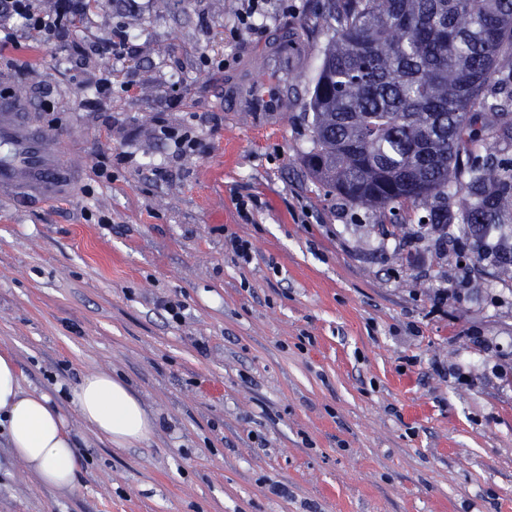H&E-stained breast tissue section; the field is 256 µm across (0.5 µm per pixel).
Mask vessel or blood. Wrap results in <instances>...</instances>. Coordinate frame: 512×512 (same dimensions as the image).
I'll use <instances>...</instances> for the list:
<instances>
[{
  "label": "vessel or blood",
  "mask_w": 512,
  "mask_h": 512,
  "mask_svg": "<svg viewBox=\"0 0 512 512\" xmlns=\"http://www.w3.org/2000/svg\"><path fill=\"white\" fill-rule=\"evenodd\" d=\"M273 75L258 86L252 78L255 63ZM308 50L288 30L279 31L259 46L249 61L224 79V109L257 117L283 111L303 95L301 74ZM73 190L71 171L61 164L47 135L35 122L22 96L0 98V195L18 201L62 198Z\"/></svg>",
  "instance_id": "vessel-or-blood-1"
}]
</instances>
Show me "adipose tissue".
Wrapping results in <instances>:
<instances>
[{
    "label": "adipose tissue",
    "instance_id": "adipose-tissue-1",
    "mask_svg": "<svg viewBox=\"0 0 512 512\" xmlns=\"http://www.w3.org/2000/svg\"><path fill=\"white\" fill-rule=\"evenodd\" d=\"M82 421L112 445L146 442L152 420L125 381L107 371L88 373L72 394ZM0 425L16 456L41 483L59 491L75 487L79 463L66 422L52 398L25 391L14 357L0 353Z\"/></svg>",
    "mask_w": 512,
    "mask_h": 512
}]
</instances>
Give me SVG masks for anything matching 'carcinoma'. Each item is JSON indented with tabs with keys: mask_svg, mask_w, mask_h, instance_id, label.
<instances>
[{
	"mask_svg": "<svg viewBox=\"0 0 512 512\" xmlns=\"http://www.w3.org/2000/svg\"><path fill=\"white\" fill-rule=\"evenodd\" d=\"M310 175L380 213L458 197L476 240L512 224V0H328ZM484 146L476 163L473 150ZM512 282V233L491 256Z\"/></svg>",
	"mask_w": 512,
	"mask_h": 512,
	"instance_id": "carcinoma-1",
	"label": "carcinoma"
}]
</instances>
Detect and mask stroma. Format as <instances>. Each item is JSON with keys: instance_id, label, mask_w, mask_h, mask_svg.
I'll return each instance as SVG.
<instances>
[{"instance_id": "35a3bbf8", "label": "stroma", "mask_w": 512, "mask_h": 512, "mask_svg": "<svg viewBox=\"0 0 512 512\" xmlns=\"http://www.w3.org/2000/svg\"><path fill=\"white\" fill-rule=\"evenodd\" d=\"M324 4L267 0L254 33L240 0H103L71 48L0 32V94L77 171L69 198L0 200V349L80 462L58 492L0 432V512H512V285L461 266L459 225L313 179L306 100L265 124L224 109L227 66L281 29L311 84ZM99 370L153 416L147 442L79 418L69 392Z\"/></svg>"}]
</instances>
